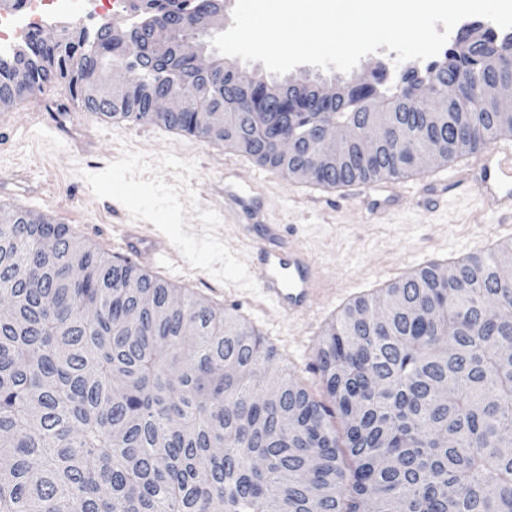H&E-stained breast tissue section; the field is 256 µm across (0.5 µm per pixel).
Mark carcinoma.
<instances>
[{"label":"carcinoma","instance_id":"carcinoma-1","mask_svg":"<svg viewBox=\"0 0 512 512\" xmlns=\"http://www.w3.org/2000/svg\"><path fill=\"white\" fill-rule=\"evenodd\" d=\"M138 2L148 17L122 45L103 25L51 44L30 33L0 57V108L67 78L105 121L232 146L292 178L309 167L329 186L403 178L428 148L447 164L512 136L497 106L512 96V35L466 33L425 73L346 84L324 109L288 79L200 72L180 50L199 30L171 24L197 0ZM117 58L138 63V80L89 98ZM170 82L196 87L202 106L153 111ZM429 93L438 115L420 105ZM200 108L224 123L200 125ZM324 122L348 129L337 164L312 138ZM30 215L0 209V293L15 300L0 318V512H512V283L499 278L511 247L455 263L450 284L429 263L344 308L316 353L338 435L249 321L191 295L173 307L171 285ZM382 301L386 321L358 319Z\"/></svg>","mask_w":512,"mask_h":512}]
</instances>
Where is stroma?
<instances>
[{
    "mask_svg": "<svg viewBox=\"0 0 512 512\" xmlns=\"http://www.w3.org/2000/svg\"><path fill=\"white\" fill-rule=\"evenodd\" d=\"M426 61L395 63L393 54L365 56L351 72L311 65L294 77L348 82L385 69L397 80ZM66 107L67 131L48 116ZM0 133V178L19 175L37 192L21 208L64 225L70 235L116 262L128 256L112 244L116 224L152 226L163 251L180 263L163 278L176 294H190L250 321L272 345L280 366L316 401L327 396L316 369V352L327 325L348 301L374 295L404 273L428 263L486 254L512 231V219L494 214L468 187L454 184L455 163L429 165L448 182L447 194L400 179L402 200L385 215L372 213L360 196L339 197L320 185L269 170L249 155L152 123L108 122L72 102L68 80L24 97L9 108ZM257 177L260 203L283 240L305 247L328 290L306 315L285 318L262 305L245 275L240 251L247 216L224 210V180L234 166Z\"/></svg>",
    "mask_w": 512,
    "mask_h": 512,
    "instance_id": "stroma-1",
    "label": "stroma"
}]
</instances>
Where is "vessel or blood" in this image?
<instances>
[{"label":"vessel or blood","mask_w":512,"mask_h":512,"mask_svg":"<svg viewBox=\"0 0 512 512\" xmlns=\"http://www.w3.org/2000/svg\"><path fill=\"white\" fill-rule=\"evenodd\" d=\"M476 168L480 177L475 184L478 196L494 212L512 217V142L494 145L469 160L467 167L455 173L457 181L468 179L469 169ZM259 187L242 182L225 187L224 201L242 206L255 201ZM121 249L135 257L153 253L154 238L145 234L136 224H125L117 238ZM248 245L255 260L250 274L256 281L263 302L284 315L306 314L312 301L324 289L318 267L309 254L296 243L283 242L277 225L266 224L257 236H249Z\"/></svg>","instance_id":"b4317fda"}]
</instances>
